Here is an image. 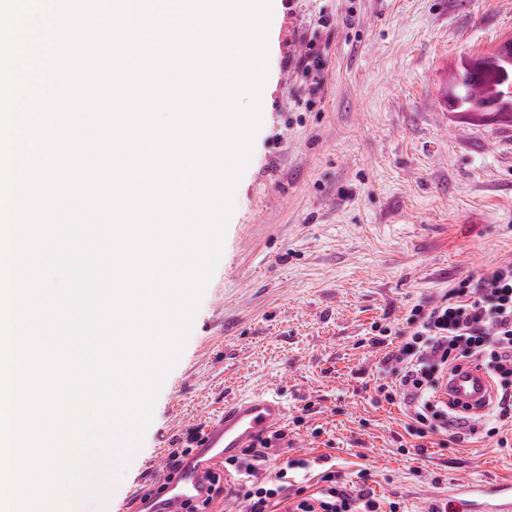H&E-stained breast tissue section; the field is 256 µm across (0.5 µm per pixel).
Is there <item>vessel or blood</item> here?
<instances>
[{"label":"vessel or blood","instance_id":"b4317fda","mask_svg":"<svg viewBox=\"0 0 512 512\" xmlns=\"http://www.w3.org/2000/svg\"><path fill=\"white\" fill-rule=\"evenodd\" d=\"M491 385L475 363H460L445 382L444 399L454 410L483 412L490 400ZM288 408L278 394L256 392L225 402L209 418L190 450L168 463L149 492L131 491L133 512H187L208 497L214 477L225 489H233L235 475L227 464L255 448L286 420ZM454 512H512V483H457L450 491Z\"/></svg>","mask_w":512,"mask_h":512}]
</instances>
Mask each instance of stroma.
<instances>
[{
    "mask_svg": "<svg viewBox=\"0 0 512 512\" xmlns=\"http://www.w3.org/2000/svg\"><path fill=\"white\" fill-rule=\"evenodd\" d=\"M261 126L234 189L219 264L192 334L106 508L192 447L225 400L257 390L288 405L261 473L291 463L399 512H436L455 481L512 482V419L498 438L453 429L420 448L398 404L377 396L414 305L512 261V129L450 111L441 74L512 38V0H275ZM353 19H346V12ZM335 22L316 26L319 13ZM326 45L307 96L287 54Z\"/></svg>",
    "mask_w": 512,
    "mask_h": 512,
    "instance_id": "obj_1",
    "label": "stroma"
}]
</instances>
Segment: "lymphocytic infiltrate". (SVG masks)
Masks as SVG:
<instances>
[{
    "label": "lymphocytic infiltrate",
    "mask_w": 512,
    "mask_h": 512,
    "mask_svg": "<svg viewBox=\"0 0 512 512\" xmlns=\"http://www.w3.org/2000/svg\"><path fill=\"white\" fill-rule=\"evenodd\" d=\"M406 324L402 340L386 357L399 372L378 391L404 405L413 436L425 439L466 424V416L445 407L439 411L440 426H433L427 415L442 377L465 360L479 362L495 385L483 420L512 418V262L454 282L439 302L415 305ZM321 480L322 489L304 495L292 491L288 470L281 467L250 480L244 498L249 512H280L284 507L290 512H378L370 493H348L328 471Z\"/></svg>",
    "instance_id": "lymphocytic-infiltrate-1"
}]
</instances>
